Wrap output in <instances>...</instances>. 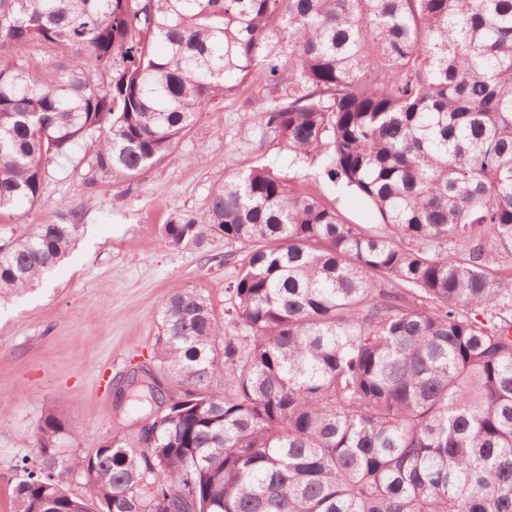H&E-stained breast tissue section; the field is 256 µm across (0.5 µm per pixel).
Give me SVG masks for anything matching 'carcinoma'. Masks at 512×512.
<instances>
[{
	"mask_svg": "<svg viewBox=\"0 0 512 512\" xmlns=\"http://www.w3.org/2000/svg\"><path fill=\"white\" fill-rule=\"evenodd\" d=\"M247 81L379 223L263 168L171 217L173 247L247 248L235 333L172 286L152 350L181 401L86 456L47 412L14 512H512V0H0V209L90 142L134 178ZM60 208L0 243V302L74 248Z\"/></svg>",
	"mask_w": 512,
	"mask_h": 512,
	"instance_id": "cac0c4a2",
	"label": "carcinoma"
}]
</instances>
